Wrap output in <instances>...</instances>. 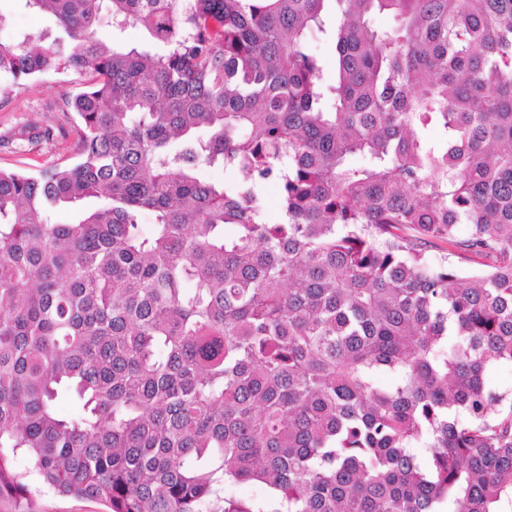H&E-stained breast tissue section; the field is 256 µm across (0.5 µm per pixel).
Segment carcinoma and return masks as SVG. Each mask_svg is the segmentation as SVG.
Returning a JSON list of instances; mask_svg holds the SVG:
<instances>
[{
	"instance_id": "obj_1",
	"label": "carcinoma",
	"mask_w": 512,
	"mask_h": 512,
	"mask_svg": "<svg viewBox=\"0 0 512 512\" xmlns=\"http://www.w3.org/2000/svg\"><path fill=\"white\" fill-rule=\"evenodd\" d=\"M26 5L0 75L86 82L76 162L0 169V495L22 451L107 512L512 506V0Z\"/></svg>"
}]
</instances>
